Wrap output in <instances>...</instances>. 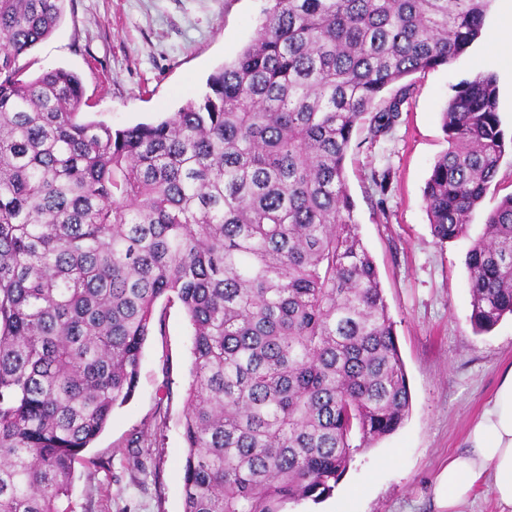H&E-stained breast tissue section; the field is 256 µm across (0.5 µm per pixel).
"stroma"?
I'll return each instance as SVG.
<instances>
[{"instance_id": "stroma-1", "label": "stroma", "mask_w": 512, "mask_h": 512, "mask_svg": "<svg viewBox=\"0 0 512 512\" xmlns=\"http://www.w3.org/2000/svg\"><path fill=\"white\" fill-rule=\"evenodd\" d=\"M268 0H63L53 32L24 61L29 74H78L85 117L115 127L158 120L206 90L256 33ZM494 0L479 39L451 64L411 76L392 131L357 137L345 161L359 235L373 257L404 362L412 404L403 425L359 450L336 485L361 493L357 512H436L432 486L512 364V316L475 334L465 256L470 239L433 237L423 190L448 144L441 112L455 87L494 73L512 135V51L498 30L512 17ZM385 179L375 188L372 175ZM192 366L191 326L178 301L159 300L133 398L75 466L72 512H183L187 453L181 420Z\"/></svg>"}]
</instances>
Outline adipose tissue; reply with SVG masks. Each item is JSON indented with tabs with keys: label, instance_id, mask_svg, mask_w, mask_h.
Returning <instances> with one entry per match:
<instances>
[{
	"label": "adipose tissue",
	"instance_id": "obj_1",
	"mask_svg": "<svg viewBox=\"0 0 512 512\" xmlns=\"http://www.w3.org/2000/svg\"><path fill=\"white\" fill-rule=\"evenodd\" d=\"M466 451L450 455L436 475L439 512H460L478 486H491L500 512H512V366L468 434Z\"/></svg>",
	"mask_w": 512,
	"mask_h": 512
}]
</instances>
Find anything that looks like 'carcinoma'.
I'll return each instance as SVG.
<instances>
[{"instance_id": "obj_1", "label": "carcinoma", "mask_w": 512, "mask_h": 512, "mask_svg": "<svg viewBox=\"0 0 512 512\" xmlns=\"http://www.w3.org/2000/svg\"><path fill=\"white\" fill-rule=\"evenodd\" d=\"M62 2L0 0V512H69L170 296L193 331L184 512L324 498L411 405L346 184L354 130L388 134L405 79L465 53L493 0H269L201 97L116 129L81 117L76 74L20 64ZM442 129L424 204L446 242L506 152L494 75L459 85ZM466 265L489 332L512 315V193Z\"/></svg>"}]
</instances>
